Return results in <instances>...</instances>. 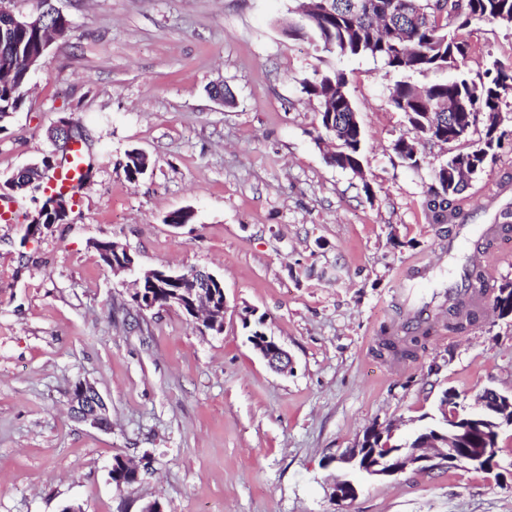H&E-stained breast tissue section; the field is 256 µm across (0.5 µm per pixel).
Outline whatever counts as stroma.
Returning <instances> with one entry per match:
<instances>
[{"mask_svg":"<svg viewBox=\"0 0 512 512\" xmlns=\"http://www.w3.org/2000/svg\"><path fill=\"white\" fill-rule=\"evenodd\" d=\"M70 30L30 77L0 131V177L49 155L51 129L82 130L92 176L69 215L25 239L44 189L0 221V512H512V427L498 470L459 467L372 479L344 505L326 486L365 430L404 439L438 417L444 391L469 407L485 388L512 393V318L482 314L456 335L441 310L481 226L512 207V95L501 144L462 194L464 220L431 223L434 170L482 139L394 151L406 135L391 103L400 81L423 87L512 70V24L472 21L466 59L403 74L293 35L298 0H52ZM342 72L364 139V173L329 164L315 143L319 103L302 90ZM224 82L234 100L215 101ZM150 161L125 177L126 153ZM189 209L182 227L169 214ZM127 246L140 269L216 275L224 331L174 309L140 311L132 275H114L96 242ZM429 267L409 304L408 266ZM429 307L432 336L415 359L378 354L385 331ZM263 321L293 359L273 372L248 341ZM107 403L111 430L74 419L76 381ZM150 459L117 487L114 457Z\"/></svg>","mask_w":512,"mask_h":512,"instance_id":"stroma-1","label":"stroma"}]
</instances>
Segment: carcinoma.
<instances>
[{
	"instance_id": "cac0c4a2",
	"label": "carcinoma",
	"mask_w": 512,
	"mask_h": 512,
	"mask_svg": "<svg viewBox=\"0 0 512 512\" xmlns=\"http://www.w3.org/2000/svg\"><path fill=\"white\" fill-rule=\"evenodd\" d=\"M300 23L290 25L298 32L309 28L324 48L344 56H371L395 71L424 73L451 66L456 56H466V44L460 36L473 20H498L512 23V0H328L327 8L301 0L297 8ZM43 34L39 29L9 28L0 20V123L21 109L23 91L28 83L26 60L40 54ZM304 92L320 102V135L334 143L328 162L338 168L354 170L360 164L363 134L346 90L343 74H322L303 83ZM512 91V73L503 69H486L484 78L475 81L459 77L453 81L418 88L408 82L397 83L391 95L395 109L407 117L410 129L420 131V140L427 143L465 141L481 123V113L500 108ZM462 99L468 109L458 113L450 123L434 131L425 130L426 114L448 111V101ZM494 129L488 128L483 143L458 152L445 161L482 168L492 151ZM460 189H452L443 178L430 188L424 205L434 224H446L461 215L458 204ZM481 272L464 273L465 290H477L487 284ZM479 309L469 306L460 295L448 298V328L466 329L476 319ZM431 328L416 326L405 329V335L387 338L383 346L396 358L415 356L424 346Z\"/></svg>"
}]
</instances>
